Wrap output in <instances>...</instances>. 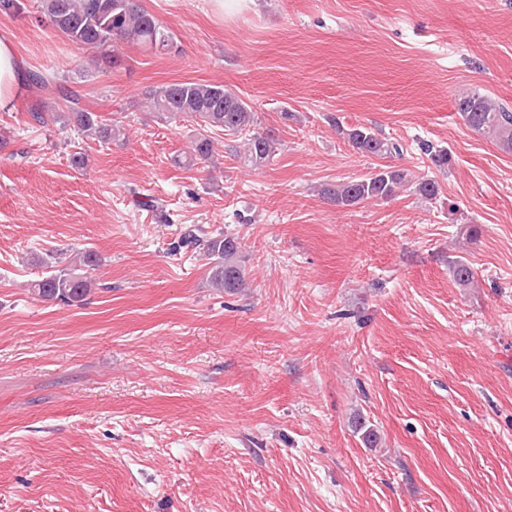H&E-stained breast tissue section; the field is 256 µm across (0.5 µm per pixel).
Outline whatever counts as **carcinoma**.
Segmentation results:
<instances>
[{
  "label": "carcinoma",
  "mask_w": 512,
  "mask_h": 512,
  "mask_svg": "<svg viewBox=\"0 0 512 512\" xmlns=\"http://www.w3.org/2000/svg\"><path fill=\"white\" fill-rule=\"evenodd\" d=\"M42 12L52 26L72 43L96 49L107 67L122 64L120 44L132 43L152 51L173 47V35L138 0H41ZM28 85L35 95L49 91L64 102L67 111L51 112L43 101L30 110L39 123H60L76 126L83 135L110 141L115 126L106 122L101 113L82 105L83 95L71 86L32 73ZM156 117L187 116L196 120L198 133L193 141V157L207 160L213 153L209 132L222 130L245 135L243 162L255 168L266 165L276 155L278 142L268 134L251 131L258 117L237 94L222 85L201 84L177 80L150 93ZM456 110L471 129L495 136L501 146L512 151V112L479 93L458 97ZM357 153L363 156L386 158L398 152L396 144L379 137L372 129L354 126L338 128ZM407 181L401 169L384 166L362 178L338 182L321 190L323 197L338 206L350 207L365 200L387 199ZM183 241L202 248L208 259L207 279L212 287L227 292L244 284L245 271L239 260L238 242L232 236L217 234L203 241L190 229ZM91 288L87 276L75 266L57 268L45 265L43 276L34 284L35 292L46 300L78 303Z\"/></svg>",
  "instance_id": "obj_1"
}]
</instances>
